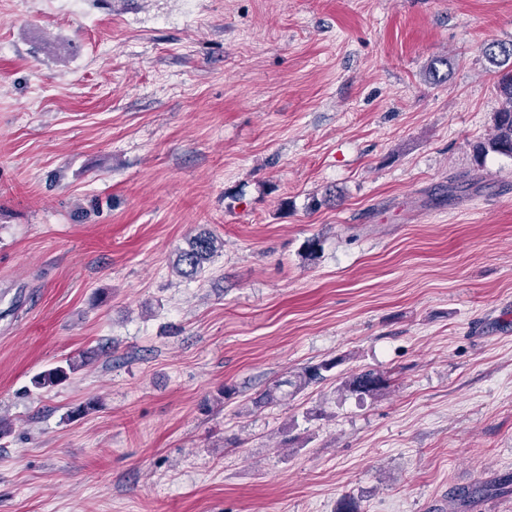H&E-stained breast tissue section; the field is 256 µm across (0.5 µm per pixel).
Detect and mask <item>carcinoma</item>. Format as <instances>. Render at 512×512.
Segmentation results:
<instances>
[{"instance_id":"cac0c4a2","label":"carcinoma","mask_w":512,"mask_h":512,"mask_svg":"<svg viewBox=\"0 0 512 512\" xmlns=\"http://www.w3.org/2000/svg\"><path fill=\"white\" fill-rule=\"evenodd\" d=\"M484 54L490 64L494 88L502 99V107L494 115L493 134L482 143L474 146L475 161L480 163L489 153L512 155V41H491L484 46ZM223 242L211 232H200L188 240V247L177 251L175 268L178 273L196 277L204 271V265L214 257ZM337 362L327 361L307 366L291 382L300 390L310 384L327 379V373ZM81 364L69 361L51 368L34 379L40 388L53 387L66 381ZM386 384V379L378 373L365 371L352 374L342 381V386L351 392L374 394Z\"/></svg>"}]
</instances>
